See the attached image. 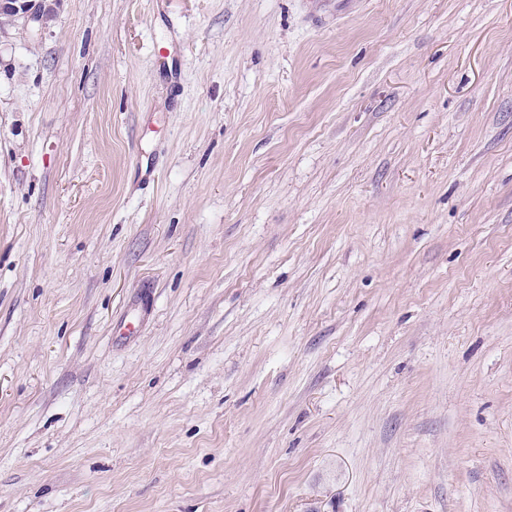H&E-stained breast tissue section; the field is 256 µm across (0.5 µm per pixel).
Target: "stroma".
<instances>
[{"instance_id":"35a3bbf8","label":"stroma","mask_w":512,"mask_h":512,"mask_svg":"<svg viewBox=\"0 0 512 512\" xmlns=\"http://www.w3.org/2000/svg\"><path fill=\"white\" fill-rule=\"evenodd\" d=\"M0 512H512V0L1 27Z\"/></svg>"}]
</instances>
